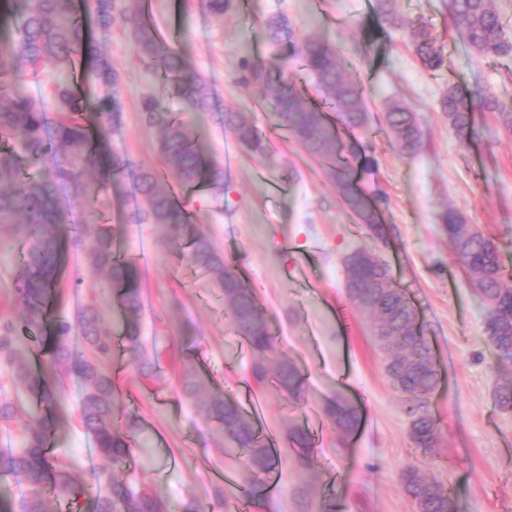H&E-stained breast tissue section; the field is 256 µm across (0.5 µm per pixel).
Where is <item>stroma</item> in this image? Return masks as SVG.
<instances>
[{
    "label": "stroma",
    "instance_id": "35a3bbf8",
    "mask_svg": "<svg viewBox=\"0 0 512 512\" xmlns=\"http://www.w3.org/2000/svg\"><path fill=\"white\" fill-rule=\"evenodd\" d=\"M406 23L426 25L437 39L445 65L427 72L401 27L382 21L377 0H229L223 19L207 13L200 0H156L152 21L160 31L179 30L194 68L205 77L220 108H250L269 141L265 157L236 149L216 117L199 126L207 153L224 160V198L203 191L187 201L197 229L209 235L256 291L265 309L274 350L257 359L228 326L224 298L207 276L161 244L154 225L138 222L131 198L102 192L89 205L62 197L67 220L88 233L108 224L121 252L138 262L147 290L143 328L147 343L162 350L167 385L154 390L136 372L139 355L118 349L108 371L127 409L141 418L140 443L116 478L157 491L168 512L212 500L222 489L228 512H301L299 488L311 482V502L327 498L338 512H415L402 474L415 468L452 492L457 512H512V409L496 401L500 384L512 380V361L497 357L490 341L488 308L458 264L441 226V216L457 211L465 223L490 236L512 268V133L495 113L479 112V139L462 148L448 128L440 101L448 87L469 93L479 88L512 102V55L478 56L461 38L451 0H397ZM286 17L292 40L272 44L267 21ZM335 44L365 91L368 124L342 133L361 151V186L379 193L385 239H374L344 208L324 168L280 127L272 96L240 81L242 61L273 63L308 101L323 98L302 70L296 52L306 37ZM97 43L121 77L122 125L110 138L133 168H156L174 177L173 164L158 151V132L141 117L145 98L180 113L184 104L137 58L127 28L100 31ZM393 101L415 112L423 146L402 155L384 131V112ZM361 248L390 267L418 309L425 337L441 373L430 409L439 420L434 448H414L410 418L384 372V356L366 319L344 292V258ZM26 244L0 231V317L15 314L16 282L23 272ZM65 290L61 311L75 317L88 300L100 306L105 326L118 331L112 287L87 263L84 244L67 247L60 276ZM282 359L302 371L304 394L292 403L257 387L252 370H274ZM195 370L215 392L231 393L244 414L259 410L261 430L282 457L277 482L265 486L268 505L242 506L246 481L243 457L224 452V438L207 426L175 380ZM58 430L50 446L86 489L82 512H93L99 492L95 474L103 461L82 428L79 408L84 381L66 378L58 391ZM356 404L357 432L341 440L320 412L330 396ZM306 426L316 440L308 478L299 477L288 447V428Z\"/></svg>",
    "mask_w": 512,
    "mask_h": 512
}]
</instances>
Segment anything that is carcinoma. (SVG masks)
Here are the masks:
<instances>
[{
	"instance_id": "carcinoma-1",
	"label": "carcinoma",
	"mask_w": 512,
	"mask_h": 512,
	"mask_svg": "<svg viewBox=\"0 0 512 512\" xmlns=\"http://www.w3.org/2000/svg\"><path fill=\"white\" fill-rule=\"evenodd\" d=\"M378 10L390 24L402 25L395 0H378ZM452 10L457 29L478 55H512V41L506 37L493 0H452ZM0 12L18 22L17 28L0 33V228L12 229L29 240L24 275L16 288L21 302L19 316L0 322V362L12 368L18 381L48 407L57 406V388L64 377L78 374L87 386L80 405L82 427L94 439L97 454L112 466H121L135 442L140 422L137 415L122 413L114 381L102 370L116 351L112 334L104 327L95 305L82 306L77 318L88 350L76 353L69 345L71 321L52 314L48 308L50 299L61 301L58 273L64 216L57 205L61 191L88 202L103 189L130 195L140 221L155 225L158 234L191 265L214 276V286L224 296V310L253 353L262 357L272 352L274 338L253 288L224 264L223 255L209 237L196 230L192 214L177 198L176 184L183 188L203 184L215 197L224 194V164L207 158L204 143L189 122L162 111L154 99H145L142 118L146 125L161 131L158 150L174 163L176 183L147 169L140 170L129 182V160L112 146L101 125L90 124L86 99L71 83L56 87L57 115L51 117L43 99L24 94L19 82L44 62H52L68 74L90 73L112 88L109 96L98 101L95 112L99 122L114 129L120 127V74L93 37L94 28L107 29L118 22L133 33L142 66L167 79L190 111L214 113L210 87L193 68L187 51L159 34L149 18L146 0H90L83 9L77 0H0ZM268 28L275 42L291 36V28L282 17L272 18ZM407 36L424 69L442 67V52L425 26H409ZM298 56L302 70L313 78L334 115L283 87L276 79L275 65L263 59L244 64L242 81L273 96L281 126L310 157L323 163L345 209L374 237L382 239L386 228L380 224L377 199L361 187L352 165L357 154L344 156L339 149V130L358 131L366 125L363 85L327 41L306 39ZM441 108L446 112L448 127L464 148L479 137L475 111L495 113L499 123L512 131V103L490 92L479 91L468 97L452 86L441 99ZM218 120L242 150L258 156L267 153L268 141L252 111L224 110L218 113ZM385 121L401 153L410 156L420 150L422 130L414 112L401 103H391ZM443 230L487 306H497L490 342L503 359L512 361V269L503 263L492 239L471 230L455 211L444 214ZM86 256L93 270L109 276L123 314L122 347L145 354V292L139 266L119 253L107 225L97 228ZM344 263L348 301L368 307L384 329L378 343L386 355L385 372L408 404L411 442L417 448H431L437 439V421L429 410V400L439 372L419 313L406 292L393 282L388 267L370 252L356 249ZM46 322L51 323L53 331L51 363L44 373L32 375L25 367L27 348L22 335ZM273 386L279 394L299 399L303 393L299 369L289 360L280 362L273 373ZM181 391L205 422L224 436L226 447L244 454L249 476L255 481L278 467L279 454L230 394H216L192 370L182 375ZM322 413L346 435L361 422L358 409L340 396L327 399ZM54 434V423L34 417L26 424L21 448L0 450V478H12L25 487L22 512H47L49 492L68 505V512H81L82 487L72 479L68 466L51 462ZM288 442L295 467L308 476L315 448L312 435L294 425L288 430ZM99 479L105 490L96 501L95 512H165L158 494L118 481L105 469L99 472ZM405 489L419 512H456L454 498L436 479L428 480L411 470L405 477Z\"/></svg>"
}]
</instances>
